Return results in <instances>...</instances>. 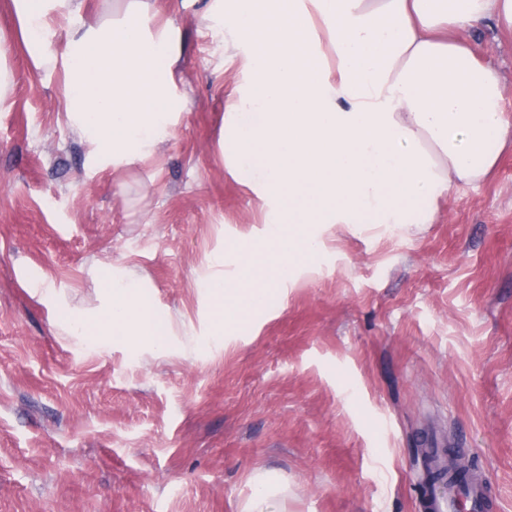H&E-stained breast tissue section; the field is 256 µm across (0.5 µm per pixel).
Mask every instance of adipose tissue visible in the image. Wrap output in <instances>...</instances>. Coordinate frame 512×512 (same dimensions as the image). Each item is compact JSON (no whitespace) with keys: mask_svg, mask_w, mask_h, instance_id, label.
Wrapping results in <instances>:
<instances>
[{"mask_svg":"<svg viewBox=\"0 0 512 512\" xmlns=\"http://www.w3.org/2000/svg\"><path fill=\"white\" fill-rule=\"evenodd\" d=\"M16 29H0V112L13 104L3 61L21 48L62 77L58 109L120 183L153 164L173 138L180 45L175 0H0ZM224 61L245 85L227 96L224 166L257 198L262 233L243 231L234 281L209 283L222 336L266 305L278 286L312 270L337 231L434 223L439 202L494 176L512 150L503 78L470 32L512 33V0H225ZM111 304L91 327L115 339L165 343L135 285L105 276ZM242 512H272L286 485L254 472Z\"/></svg>","mask_w":512,"mask_h":512,"instance_id":"1","label":"adipose tissue"}]
</instances>
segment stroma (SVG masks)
<instances>
[{
  "label": "stroma",
  "instance_id": "obj_1",
  "mask_svg": "<svg viewBox=\"0 0 512 512\" xmlns=\"http://www.w3.org/2000/svg\"><path fill=\"white\" fill-rule=\"evenodd\" d=\"M175 17L187 110L154 186L105 176L13 52L0 112V512H240L251 473L286 512H422L418 434L464 449L489 512H512V153L452 188L436 223L327 243L283 303L214 335L203 284L231 277L258 203L228 174L217 22ZM505 81L512 35L471 32ZM138 275L163 348L84 333L103 274Z\"/></svg>",
  "mask_w": 512,
  "mask_h": 512
}]
</instances>
